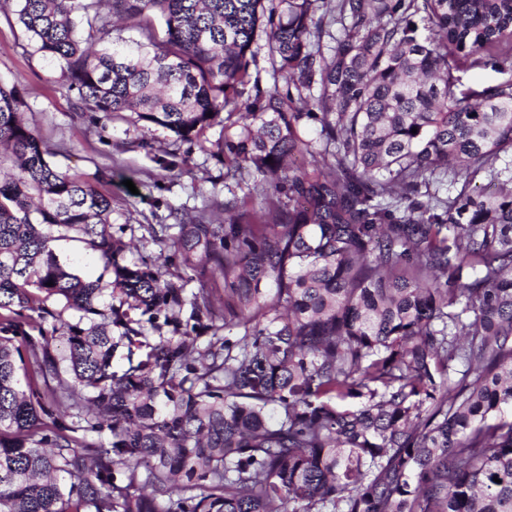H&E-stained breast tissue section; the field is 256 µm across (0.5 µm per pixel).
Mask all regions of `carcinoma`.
Here are the masks:
<instances>
[{"instance_id": "1", "label": "carcinoma", "mask_w": 512, "mask_h": 512, "mask_svg": "<svg viewBox=\"0 0 512 512\" xmlns=\"http://www.w3.org/2000/svg\"><path fill=\"white\" fill-rule=\"evenodd\" d=\"M18 2L83 108L136 114L143 149L153 126L221 127L224 179L262 201L149 227L224 279V305L188 297L126 259L106 172L56 166L0 81V512H512V54H483L512 37V0ZM466 48L505 79L464 87ZM72 231L108 285L60 261ZM50 297L79 313L58 358L25 330ZM136 310L170 335L146 341ZM27 354L71 383L22 388Z\"/></svg>"}]
</instances>
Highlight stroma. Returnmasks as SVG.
Returning a JSON list of instances; mask_svg holds the SVG:
<instances>
[{
	"instance_id": "stroma-1",
	"label": "stroma",
	"mask_w": 512,
	"mask_h": 512,
	"mask_svg": "<svg viewBox=\"0 0 512 512\" xmlns=\"http://www.w3.org/2000/svg\"><path fill=\"white\" fill-rule=\"evenodd\" d=\"M16 10V0H0V79H18L26 86L25 122L51 145L53 161L62 169L85 177L95 169H108L109 177L99 189L112 197V234L130 244V259L162 264L166 279L185 284L190 293L209 289L214 301L223 303L221 278L200 267H185L178 256L163 255L147 231L148 225L168 223L173 210L202 209L212 192L225 205H241L246 185L225 180L224 166L215 155L219 129L209 130L201 140L180 142L156 127L149 134L151 150L136 148L141 124L135 115L108 119L79 108L77 93L69 90L60 69L36 51ZM167 151L176 152L179 161L170 171L156 162ZM55 251L82 277L94 279L102 272L81 234L73 232L57 241Z\"/></svg>"
}]
</instances>
